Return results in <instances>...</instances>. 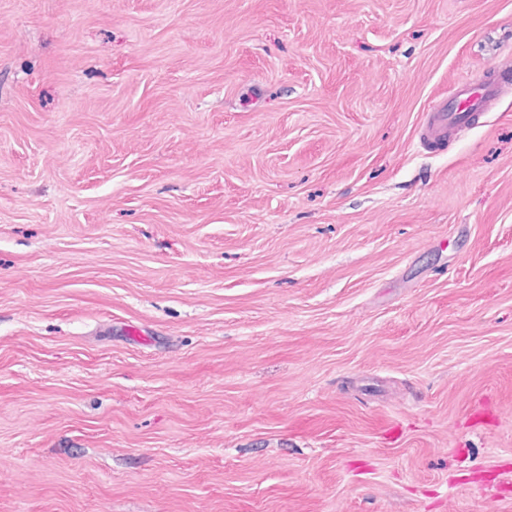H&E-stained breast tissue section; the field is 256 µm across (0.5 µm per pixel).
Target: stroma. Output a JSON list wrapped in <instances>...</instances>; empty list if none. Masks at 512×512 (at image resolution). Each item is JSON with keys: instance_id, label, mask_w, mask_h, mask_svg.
Wrapping results in <instances>:
<instances>
[{"instance_id": "obj_1", "label": "stroma", "mask_w": 512, "mask_h": 512, "mask_svg": "<svg viewBox=\"0 0 512 512\" xmlns=\"http://www.w3.org/2000/svg\"><path fill=\"white\" fill-rule=\"evenodd\" d=\"M0 512H512V0H0ZM500 88V83L494 81L462 83L453 104H439L436 111L428 115L426 139L444 140L459 129L470 126L475 120V111H481L487 102L496 98Z\"/></svg>"}]
</instances>
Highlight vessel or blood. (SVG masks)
<instances>
[{"mask_svg":"<svg viewBox=\"0 0 512 512\" xmlns=\"http://www.w3.org/2000/svg\"><path fill=\"white\" fill-rule=\"evenodd\" d=\"M499 83L484 81L480 83H462L453 104H440L430 113L425 136L428 140H443L457 133L461 128L470 126L475 120L476 111L498 95Z\"/></svg>","mask_w":512,"mask_h":512,"instance_id":"obj_1","label":"vessel or blood"}]
</instances>
